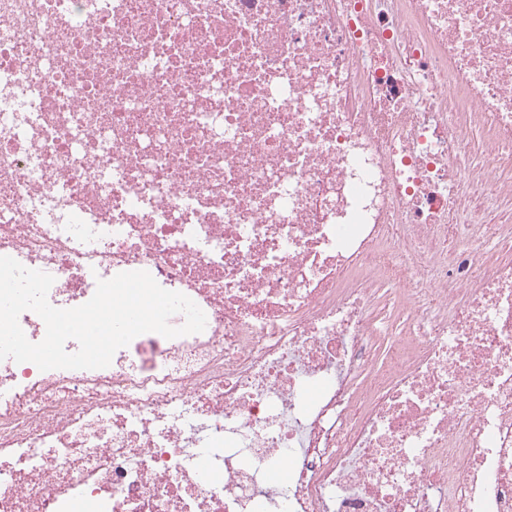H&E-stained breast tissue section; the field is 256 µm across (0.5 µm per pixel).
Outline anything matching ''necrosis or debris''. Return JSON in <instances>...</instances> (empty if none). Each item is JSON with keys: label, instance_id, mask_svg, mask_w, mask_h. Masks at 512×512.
Instances as JSON below:
<instances>
[{"label": "necrosis or debris", "instance_id": "4bbe7bcc", "mask_svg": "<svg viewBox=\"0 0 512 512\" xmlns=\"http://www.w3.org/2000/svg\"><path fill=\"white\" fill-rule=\"evenodd\" d=\"M506 167L512 0H0V255L207 319L0 360V512H512Z\"/></svg>", "mask_w": 512, "mask_h": 512}]
</instances>
